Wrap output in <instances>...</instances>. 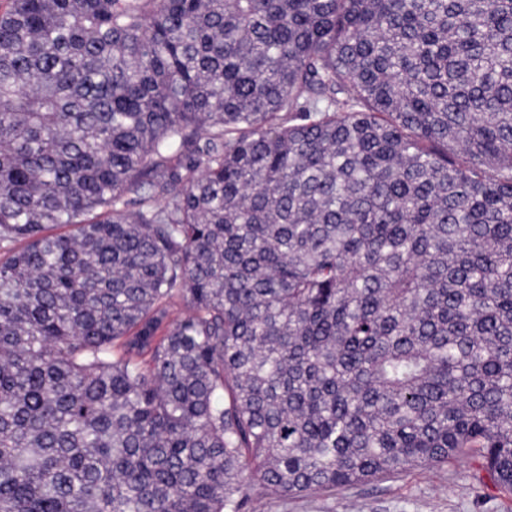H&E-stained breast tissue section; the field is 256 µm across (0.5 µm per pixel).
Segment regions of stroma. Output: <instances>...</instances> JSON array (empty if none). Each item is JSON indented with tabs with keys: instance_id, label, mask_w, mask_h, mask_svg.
<instances>
[{
	"instance_id": "obj_1",
	"label": "stroma",
	"mask_w": 512,
	"mask_h": 512,
	"mask_svg": "<svg viewBox=\"0 0 512 512\" xmlns=\"http://www.w3.org/2000/svg\"><path fill=\"white\" fill-rule=\"evenodd\" d=\"M246 512H512V492L478 459L416 467L347 488L249 502Z\"/></svg>"
}]
</instances>
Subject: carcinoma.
<instances>
[{"instance_id":"obj_1","label":"carcinoma","mask_w":512,"mask_h":512,"mask_svg":"<svg viewBox=\"0 0 512 512\" xmlns=\"http://www.w3.org/2000/svg\"><path fill=\"white\" fill-rule=\"evenodd\" d=\"M0 512L512 489V0H4Z\"/></svg>"}]
</instances>
